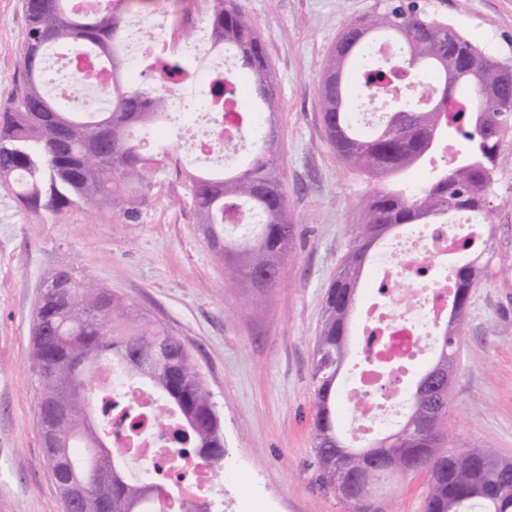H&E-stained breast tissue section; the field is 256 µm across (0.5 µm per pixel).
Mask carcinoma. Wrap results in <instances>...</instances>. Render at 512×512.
<instances>
[{
    "mask_svg": "<svg viewBox=\"0 0 512 512\" xmlns=\"http://www.w3.org/2000/svg\"><path fill=\"white\" fill-rule=\"evenodd\" d=\"M106 0L99 10L80 8L74 0H23L26 27L17 55V78L7 105L0 107V184L11 189L25 208L54 217L67 209L86 206L107 211L116 221L139 220L141 206L154 180L173 160L172 151L155 144L153 127L170 119L168 98L127 83L124 76L125 32L136 14L153 10L156 0H123L114 7ZM203 23L211 47L234 50L239 71L250 83L249 104L262 113L263 129L250 160L240 169L188 175L189 197L207 241L221 240L227 277L249 293L250 305L261 308L268 300L285 262L294 256L295 221L288 208L281 175L274 126L278 101L275 75L260 33L240 0H204ZM447 20L417 6L413 0H385L383 9L348 24L340 33L318 83L322 123L330 148L347 169L381 182L366 196L336 278L327 291L324 317L311 360L316 414L313 445L320 482L336 490V461L375 488L388 475L425 470L429 475L423 512H512V462L489 447L464 453L440 450L451 436L448 413L436 416L431 428L424 420L431 410L433 391L429 373L457 362L470 299L485 274L481 255L455 267L448 322L438 338L432 365L417 378L414 392L404 394L407 412L392 430L362 447L343 444L337 427V380L349 358L348 324L363 287L362 275L373 249L406 224H446L448 215L476 210L491 223L488 198L499 165L501 143L512 130V65L490 57L455 31L448 38ZM388 41L398 47L396 66L413 77L431 74L437 84L419 98L402 100L405 112H384L367 130L360 129L349 112L354 89L372 94L374 84L388 68L359 69L373 43ZM57 48L84 50L112 69V88L97 93L102 101L83 112H71L51 95L44 63ZM466 56L472 69L458 83L484 97L503 100L504 111L478 112L471 94L457 98L448 114L444 89L455 73L453 63ZM162 70L173 78L192 71L183 56L157 55L144 71ZM362 79H355L357 71ZM454 133L466 151L462 160L437 172L434 180L412 190L397 180L431 153L432 138ZM251 213L258 222L237 237L224 233V218ZM268 272L273 281L263 288L254 281ZM88 353L123 369L130 377L154 389L171 424L158 416L159 428L183 430L181 447L198 458H208L214 476L224 477V430L215 404L198 368L181 341L161 325L149 321L133 304L91 281L78 282L61 274L39 300L34 316L30 358L38 383V411L52 402L71 405L76 418L88 409L97 422L84 427L67 448L74 472L97 488L100 475L112 474L107 492L95 498L93 512H150L149 504L165 487L126 478L121 464L125 449L108 446L98 469L85 470L92 449L84 437L111 431L112 408L128 425L141 426L137 412L126 401L112 403V392L102 393L91 383L92 370L59 372ZM349 512H382L373 498L357 492L338 496Z\"/></svg>",
    "mask_w": 512,
    "mask_h": 512,
    "instance_id": "obj_1",
    "label": "carcinoma"
}]
</instances>
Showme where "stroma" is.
<instances>
[{"label":"stroma","mask_w":512,"mask_h":512,"mask_svg":"<svg viewBox=\"0 0 512 512\" xmlns=\"http://www.w3.org/2000/svg\"><path fill=\"white\" fill-rule=\"evenodd\" d=\"M420 2L485 54L512 61V0ZM242 5L276 73V141L297 222L295 255L268 304L253 310L228 287L222 259L203 238L186 164L152 187L133 224L86 207L54 220L0 186V512H63L41 445L29 358L36 305L63 271L145 311L194 358L224 422V466L242 475L237 484H214L221 512H348L318 481L310 364L325 293L374 183L337 161L317 84L341 30L382 0ZM24 27L22 0H0V105L14 89ZM501 155L484 230L486 275L462 336L447 448L489 445L512 461V132ZM426 483L423 471L397 476L380 495L387 512H422Z\"/></svg>","instance_id":"stroma-1"}]
</instances>
